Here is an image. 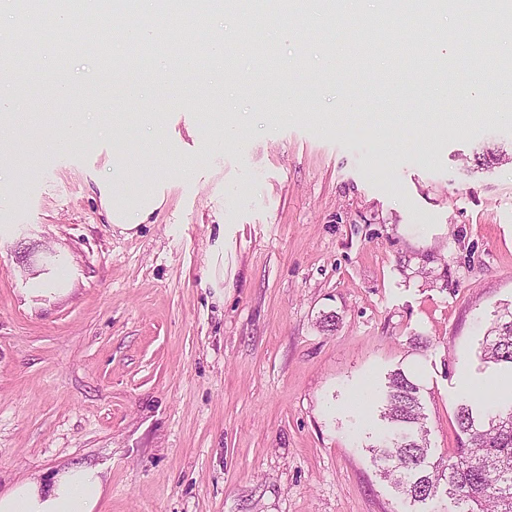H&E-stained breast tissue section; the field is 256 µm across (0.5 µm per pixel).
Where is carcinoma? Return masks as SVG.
<instances>
[{"instance_id": "obj_1", "label": "carcinoma", "mask_w": 512, "mask_h": 512, "mask_svg": "<svg viewBox=\"0 0 512 512\" xmlns=\"http://www.w3.org/2000/svg\"><path fill=\"white\" fill-rule=\"evenodd\" d=\"M12 2L17 11L32 15L66 14L74 9L72 0ZM448 6L468 14L496 13L491 0H452ZM166 8L182 30L200 22L199 4L191 0H171ZM404 49L422 70L435 61V47L424 38L404 44ZM474 51L488 68L499 66L490 44L477 43ZM482 353L484 360L512 369L511 309L496 315ZM382 418L389 431L371 447L372 459L389 464L383 469L384 477L407 497L422 502L442 492L454 500L456 512H512V399L486 402L481 413L467 404L459 407L457 424L466 441L454 459L434 454L419 387L400 371L389 376Z\"/></svg>"}]
</instances>
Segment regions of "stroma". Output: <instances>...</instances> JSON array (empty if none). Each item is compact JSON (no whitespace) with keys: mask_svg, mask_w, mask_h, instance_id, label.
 Listing matches in <instances>:
<instances>
[{"mask_svg":"<svg viewBox=\"0 0 512 512\" xmlns=\"http://www.w3.org/2000/svg\"><path fill=\"white\" fill-rule=\"evenodd\" d=\"M356 15L288 18L216 5L190 36L251 27L230 47L260 88H232L173 40L123 85H197L151 135L135 100H107L84 16L76 51L42 44L29 93L0 133V490L70 463L102 466V512H454L410 504L373 465L367 387L404 372L419 388L431 446L456 456V414L499 375L481 343L512 303V68L445 73L422 92L394 55L418 33L454 34L457 14L383 34ZM375 40L359 83L346 66ZM276 51L269 68L264 46ZM86 95L75 112L47 91L44 62ZM314 92L282 104L283 75ZM482 75L492 93L460 107L450 89ZM85 135L56 148L73 113ZM508 161L478 169L474 154ZM133 154L160 206L136 233L108 224L96 180ZM224 259L213 262L216 241Z\"/></svg>","mask_w":512,"mask_h":512,"instance_id":"obj_1","label":"stroma"}]
</instances>
